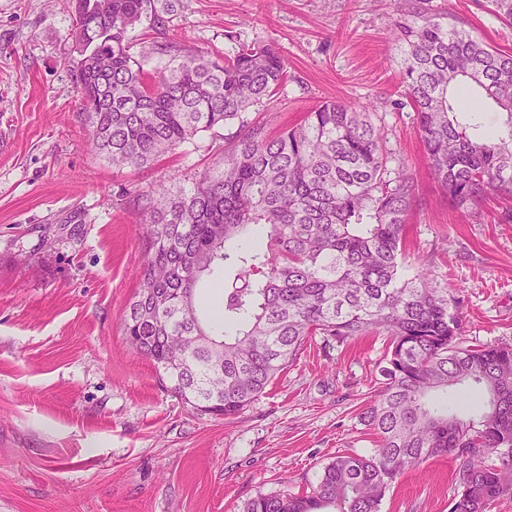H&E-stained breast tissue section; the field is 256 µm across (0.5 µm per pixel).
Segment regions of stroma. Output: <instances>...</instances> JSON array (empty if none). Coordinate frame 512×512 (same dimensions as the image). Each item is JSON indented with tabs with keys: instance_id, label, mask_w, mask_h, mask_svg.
<instances>
[{
	"instance_id": "1",
	"label": "stroma",
	"mask_w": 512,
	"mask_h": 512,
	"mask_svg": "<svg viewBox=\"0 0 512 512\" xmlns=\"http://www.w3.org/2000/svg\"><path fill=\"white\" fill-rule=\"evenodd\" d=\"M132 53L157 34L208 54L275 46L283 92L246 111L270 131L327 100L386 101L377 120L395 162L422 185L408 258L425 253L458 300L470 343H512V224L448 208L403 104L390 29L399 0H154ZM512 51L496 0H425ZM68 0H0V512H238L315 484L340 451L376 443L358 418L387 336L315 338L265 395L224 420L195 413L125 341L145 261L137 195L224 151L204 132L141 170L89 149L68 66ZM452 464L405 472L380 512H449Z\"/></svg>"
}]
</instances>
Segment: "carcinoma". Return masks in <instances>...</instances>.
<instances>
[{"label":"carcinoma","instance_id":"1","mask_svg":"<svg viewBox=\"0 0 512 512\" xmlns=\"http://www.w3.org/2000/svg\"><path fill=\"white\" fill-rule=\"evenodd\" d=\"M405 8L391 36L430 177L448 206L478 217L512 200V52L451 15ZM71 46L90 150L134 168L237 125L224 156L190 189L182 173L139 198L147 252L124 318L127 343L200 414L231 418L265 394L309 338L389 336L360 410L377 438L368 456L338 452L317 483L259 496L240 512H380L397 479L448 456L451 512H493L512 498V344L470 345L425 256L406 261L418 178L390 167L380 102L329 100L277 135L243 119L277 96L287 64L271 45L222 57L130 33L151 0H71ZM505 116L486 131L466 114Z\"/></svg>","mask_w":512,"mask_h":512}]
</instances>
